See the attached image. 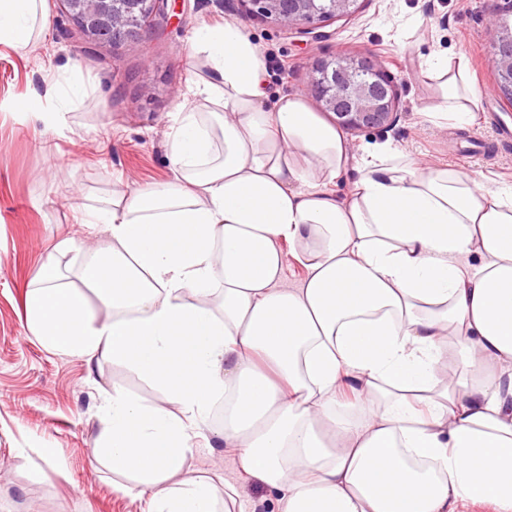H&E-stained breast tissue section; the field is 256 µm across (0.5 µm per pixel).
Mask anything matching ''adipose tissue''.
<instances>
[{"mask_svg":"<svg viewBox=\"0 0 512 512\" xmlns=\"http://www.w3.org/2000/svg\"><path fill=\"white\" fill-rule=\"evenodd\" d=\"M46 28L45 0H0V45L27 54ZM191 50L208 74L172 114L169 181L81 211L105 246L59 240L26 295L48 351L112 358L162 395L105 393L90 466L149 512H221L235 487L188 466L220 397L225 447L278 512H512V183L389 142L354 155L303 98L270 94L234 20L196 29ZM427 72L442 87L427 120L471 125L466 64L434 52ZM87 94L56 80L46 120ZM282 241L300 287L279 285ZM78 248L82 289L55 260Z\"/></svg>","mask_w":512,"mask_h":512,"instance_id":"adipose-tissue-1","label":"adipose tissue"}]
</instances>
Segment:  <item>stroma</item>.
I'll return each instance as SVG.
<instances>
[{
  "label": "stroma",
  "instance_id": "1",
  "mask_svg": "<svg viewBox=\"0 0 512 512\" xmlns=\"http://www.w3.org/2000/svg\"><path fill=\"white\" fill-rule=\"evenodd\" d=\"M47 36L32 54L0 46V506L5 512H148L144 498L118 491L115 475L88 465L101 428L103 391L118 385L152 401L159 393L123 364L96 365L46 351L25 328L24 295L62 238L85 240L78 208L110 192L116 181L161 183L171 177L170 115L205 74L189 57L194 31L233 18L266 58L271 91L306 96L310 65L338 53L372 55L399 83L401 118L384 133L349 134L354 152L392 142L420 163L447 165L480 180L512 182V102L494 91L489 57L488 0H361L349 17L296 34L242 13L235 0H168L144 43L89 44L59 0H46ZM433 52L465 56L480 91L473 125L460 129L426 121L440 101L438 80L424 61ZM76 75L96 89L48 128L17 98ZM211 446L191 468L237 485L245 512H277V495L241 480L235 453L219 425H208ZM48 449L58 468L38 454Z\"/></svg>",
  "mask_w": 512,
  "mask_h": 512
}]
</instances>
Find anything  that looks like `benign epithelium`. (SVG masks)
<instances>
[{"label":"benign epithelium","instance_id":"obj_1","mask_svg":"<svg viewBox=\"0 0 512 512\" xmlns=\"http://www.w3.org/2000/svg\"><path fill=\"white\" fill-rule=\"evenodd\" d=\"M65 12L91 42L108 45L143 40L168 0H60ZM261 20L308 34L318 25L354 13L359 0H236ZM489 52L498 75L512 79V0H492L488 12ZM308 92L336 126L353 133L384 130L399 119L396 77L362 54L312 62Z\"/></svg>","mask_w":512,"mask_h":512}]
</instances>
